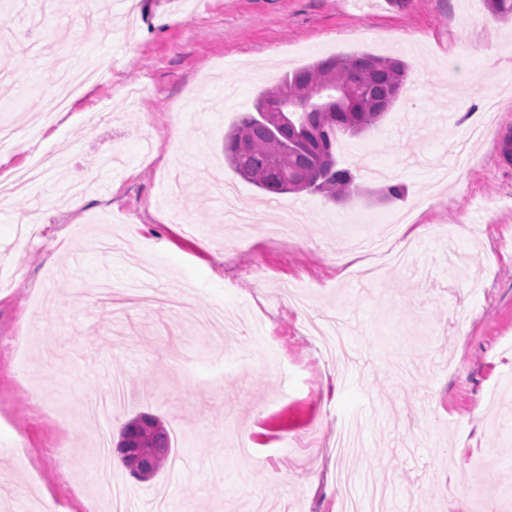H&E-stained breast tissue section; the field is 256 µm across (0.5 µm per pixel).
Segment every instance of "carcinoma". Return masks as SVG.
<instances>
[{
    "instance_id": "obj_1",
    "label": "carcinoma",
    "mask_w": 512,
    "mask_h": 512,
    "mask_svg": "<svg viewBox=\"0 0 512 512\" xmlns=\"http://www.w3.org/2000/svg\"><path fill=\"white\" fill-rule=\"evenodd\" d=\"M491 14L512 19V0H486ZM410 69L399 60L369 54L334 56L286 73L263 90L248 112L224 133V160L231 170L267 195L320 193L344 201L360 190L356 175L336 163L333 150L341 135L357 137L376 125L409 83ZM340 95L344 108L320 110L319 100ZM299 106L288 122L272 119L273 109ZM301 136L305 145L288 147ZM123 429L129 450L154 448L146 460L157 474L168 458L170 442L153 415L141 414Z\"/></svg>"
}]
</instances>
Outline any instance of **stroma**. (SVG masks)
Returning <instances> with one entry per match:
<instances>
[{"label": "stroma", "instance_id": "obj_1", "mask_svg": "<svg viewBox=\"0 0 512 512\" xmlns=\"http://www.w3.org/2000/svg\"><path fill=\"white\" fill-rule=\"evenodd\" d=\"M16 0L0 17V114L26 129L0 178L33 151L62 158L0 201V512H512V24L485 0ZM132 9L112 24V9ZM495 44L494 64L480 49ZM406 62L388 116L339 138L364 192L291 193L296 234L269 233L266 194L224 163V133L286 72L333 55ZM101 66L57 127L27 110L52 64ZM499 103L469 167L451 91ZM385 180L404 199L371 197ZM383 179V180H384ZM81 181L78 207L68 190ZM254 210L240 241L217 182ZM414 212L406 264L372 281L338 267L342 236ZM345 223H337V216ZM346 355L321 357L308 319ZM157 415L171 439L151 480L97 469L121 425ZM363 439L340 460L342 425Z\"/></svg>", "mask_w": 512, "mask_h": 512}]
</instances>
